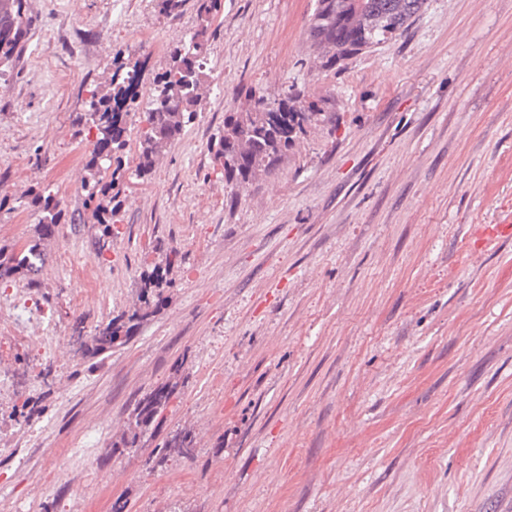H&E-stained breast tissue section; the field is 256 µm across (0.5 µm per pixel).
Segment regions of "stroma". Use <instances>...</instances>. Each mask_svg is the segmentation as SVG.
I'll list each match as a JSON object with an SVG mask.
<instances>
[{"label":"stroma","instance_id":"stroma-1","mask_svg":"<svg viewBox=\"0 0 512 512\" xmlns=\"http://www.w3.org/2000/svg\"><path fill=\"white\" fill-rule=\"evenodd\" d=\"M316 0H27L14 71L0 76V251L42 218L31 193L83 212L95 135L73 120L112 58L144 85L207 26L194 119L135 176L143 94L112 190V239L59 225L26 290L31 359L0 314V500L12 512H512V0H428L401 38L342 66H313ZM332 96L282 160L230 198L211 147L259 88ZM180 251L167 299L127 343L82 355L86 335L137 301L145 265ZM50 368L48 378L38 369ZM177 385L162 427L115 442L147 393ZM31 400L43 414L19 422ZM193 458L157 464L175 431ZM17 448L53 463L25 481Z\"/></svg>","mask_w":512,"mask_h":512}]
</instances>
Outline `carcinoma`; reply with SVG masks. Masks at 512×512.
I'll return each mask as SVG.
<instances>
[{"label": "carcinoma", "instance_id": "1", "mask_svg": "<svg viewBox=\"0 0 512 512\" xmlns=\"http://www.w3.org/2000/svg\"><path fill=\"white\" fill-rule=\"evenodd\" d=\"M426 0H317L308 29L310 47L320 69H334L372 46L400 37L423 10ZM25 0H0V74L15 66L27 34ZM207 28H201L188 45L176 50L173 65L153 79V107L144 113L146 129L140 142L135 175L150 172L163 148L180 136L194 118L200 94V66L208 53ZM141 81L139 64L116 59L108 84L92 94L89 109L76 117L77 123L97 131L96 143L116 152L124 147L128 110L138 97L129 90ZM126 107L119 112L117 108ZM336 123V102L324 97L308 102L301 92L287 89L279 98L261 91H249L247 107L241 112L224 113V133L219 136L215 156L224 169V182L231 195L260 175L271 174L288 152L305 138L308 128L317 123ZM85 170L96 180H84L87 195L84 206H94L92 216L98 224L99 239L112 237L113 211L97 203L112 189L116 172L89 158ZM112 180L105 181L106 177ZM31 204L44 213L39 239L28 244L18 256L0 259V281L7 282L23 270L31 282H38L45 255L40 241L56 232L62 209L51 194H36ZM172 248L165 253V266L153 265L140 276L139 304L118 319L96 329L90 342L83 341V327H73V335L86 353L98 354L124 344L134 330L151 317L165 301L164 290L174 286L166 272L178 261ZM176 393V387H161L138 401L130 416L128 433L112 443L114 448H137L146 427L154 424ZM195 437L189 430L170 435L158 453L163 463L176 455L191 458Z\"/></svg>", "mask_w": 512, "mask_h": 512}]
</instances>
